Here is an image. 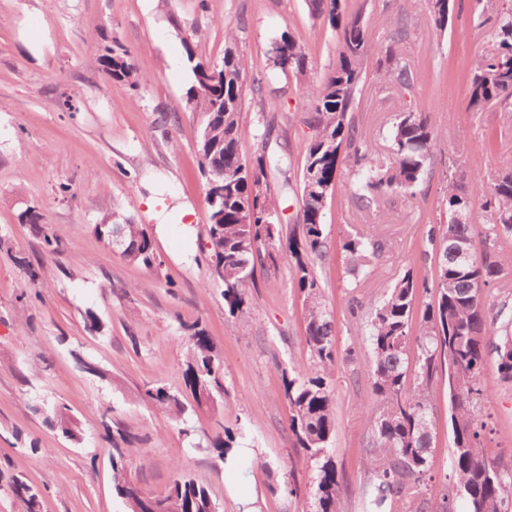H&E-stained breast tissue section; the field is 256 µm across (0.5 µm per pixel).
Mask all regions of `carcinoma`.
<instances>
[{
  "label": "carcinoma",
  "mask_w": 512,
  "mask_h": 512,
  "mask_svg": "<svg viewBox=\"0 0 512 512\" xmlns=\"http://www.w3.org/2000/svg\"><path fill=\"white\" fill-rule=\"evenodd\" d=\"M434 28L444 32L455 12L456 0H427ZM483 10L478 27L490 26L489 50L475 58L467 78L468 107L512 97V4L508 0H479ZM313 17L328 22L336 32L339 53L336 66L321 82L307 81L309 61L302 45L283 33L271 50L272 69L292 72L304 83L303 94L312 112L311 136L300 175V224L283 238L278 220L277 188L270 184L267 154L272 123L264 130L253 153L244 152L241 114L250 95L265 107L262 81L247 82L248 64L238 53L236 35L225 32L224 57L213 63L199 57L191 41L181 37L192 84L186 91L188 108L201 114L197 141L206 186L217 185L224 194L206 195L210 208L208 256L213 275L224 285L228 315L242 321L250 314L247 295L255 271L266 265L288 263L305 306V341L311 364L293 365L284 376L290 407L288 430L300 452L316 464L312 478L311 512H341L342 481L330 442L335 430L332 377L336 369V336L323 299L316 262L327 250L324 211L338 186L341 165L351 171L353 196L367 207L379 196H412L431 166L439 133L425 112L403 111L392 126L388 159L374 158L370 142L362 139L350 114L355 110L366 66L374 53L367 27L358 10L348 12L340 0H308ZM393 44L379 52L377 73L401 87L414 75L397 59L395 46L412 36L408 18L390 14ZM102 61L112 78L138 87L148 81L129 61L124 46H103ZM469 175L446 177L444 208L430 225L427 244L436 265L429 269L431 285H419L407 270L384 298L370 306L360 332L351 337L347 355L365 342L370 348L371 390L381 410L371 425L362 449L361 466L368 474L363 493L368 512H455L463 497L468 512H512V453L491 461L485 454L495 430L481 411L491 395L485 377L487 357L503 383L512 382V292L498 289L491 302L485 288L509 276L504 244L512 238V171L492 176L476 196L465 192ZM463 221L454 220L456 214ZM126 241L136 250L134 260L145 267L157 261L151 238L140 224L122 225ZM463 246L473 247L471 260L457 258ZM385 241L368 227L346 236V274L358 279L373 273L369 260L381 254ZM430 296L422 318L414 316L419 291ZM188 332L189 349L183 373L185 389L197 407L213 406L224 399L223 365L213 337L202 323L181 324ZM448 390V425L451 431V475L444 477L439 502L432 504L422 490L431 468L434 421L430 416L434 387ZM150 402L175 417L185 411L181 394L156 383L145 391ZM33 411L43 415L48 427L62 438L80 444L83 433L62 404L42 403ZM112 437V482L117 497L129 512H219L209 486L189 475L175 478L164 495L143 491L126 477L125 449L129 433L107 417L103 421ZM204 448L219 461L233 452V436L220 433ZM21 501L25 512H37L41 491L15 474L0 471V490Z\"/></svg>",
  "instance_id": "cac0c4a2"
}]
</instances>
